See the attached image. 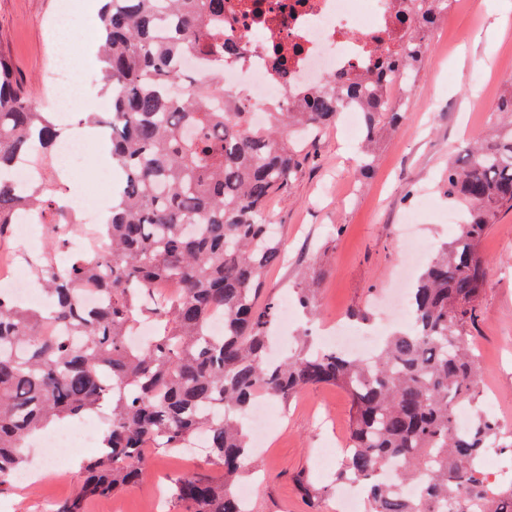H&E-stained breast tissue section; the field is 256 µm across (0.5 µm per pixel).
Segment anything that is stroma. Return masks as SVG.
Here are the masks:
<instances>
[{
    "mask_svg": "<svg viewBox=\"0 0 512 512\" xmlns=\"http://www.w3.org/2000/svg\"><path fill=\"white\" fill-rule=\"evenodd\" d=\"M93 2L80 0V12L65 21L69 34L63 38L59 0H0V56L11 63L19 86L47 111L81 112L76 93H98L99 82L85 78L97 62L86 59L79 43ZM433 39L403 122L376 146L371 175L358 174V140L346 139L333 127L305 148L292 189L268 204V220L280 227L287 260L267 271L263 297L280 304L296 286H307L315 291L318 311L315 319L297 318L283 342L306 331L324 344L327 319L349 316L354 309L375 315L378 300L395 288L394 272L408 245L401 227L410 209L422 210L409 244L413 248L430 256L455 234L444 191L448 163L467 128L483 134L497 121L488 89L512 73V20L490 9L474 11L469 0H455ZM63 65L72 75L66 83L58 78ZM68 203L77 210L91 208L100 217L112 194L103 184H87L78 169ZM47 244L43 227L33 228L26 245L13 231L0 238V259L15 256L20 273L31 281L32 262ZM480 251L487 268L474 329L484 358L477 389L495 390L499 400L493 417L512 422V211L502 212L490 226ZM350 417L348 395L330 386L301 390L288 405H276L275 437L250 478L256 486L253 512H307L296 483L300 474L335 486V472L323 470L318 451L349 437ZM39 455L44 475L36 487L14 483L0 496L15 504V512H41L46 498L65 503L81 487L80 462L61 470L55 449H40ZM193 470L216 474L220 468L202 448L194 453L145 449L140 479L130 488L87 498L84 512H148L160 496L167 500V512H187L173 494L172 480Z\"/></svg>",
    "mask_w": 512,
    "mask_h": 512,
    "instance_id": "35a3bbf8",
    "label": "stroma"
}]
</instances>
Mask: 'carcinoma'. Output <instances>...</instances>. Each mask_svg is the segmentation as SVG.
<instances>
[{
	"label": "carcinoma",
	"instance_id": "cac0c4a2",
	"mask_svg": "<svg viewBox=\"0 0 512 512\" xmlns=\"http://www.w3.org/2000/svg\"><path fill=\"white\" fill-rule=\"evenodd\" d=\"M443 17L435 0H408L400 20L421 38ZM100 20L111 107L88 123L109 138L119 178L97 252L66 253L74 218L64 197L44 198L39 184L18 189L14 169L34 154L52 158L62 133L0 58V236L34 216L51 237L35 264L46 307L0 294V490L27 466L23 448L35 433L109 404L80 491L55 512H83L85 498L136 483L144 449L178 451L199 437L222 476L180 475L175 496L189 512H240L234 485L255 463L247 430L254 400L286 403L302 389L337 386L352 419L336 481L363 484L366 512H512V477L491 481L481 468L487 448L512 442L480 411L467 430L455 428L477 382L473 329L487 267L478 245L512 209V90L496 105L510 129L467 144L448 164V200L464 216L418 276L408 326L368 362L303 346L272 364L274 303L258 300L283 251L267 224L268 202L291 188L305 140L336 123L341 98L365 111L368 146L400 123L385 74L396 66L419 74L425 53L389 52L361 73L332 76L257 132L244 104L213 109L217 84L171 90L186 82L182 54L235 55L236 40L224 38V0H105ZM163 281L178 291H152ZM88 293L101 298L94 309L83 304ZM294 293L315 316L312 290ZM218 311L224 334L215 337L208 321ZM145 321L154 335L134 347L130 337ZM393 462L397 484L379 479ZM407 484L414 494L403 492Z\"/></svg>",
	"mask_w": 512,
	"mask_h": 512
}]
</instances>
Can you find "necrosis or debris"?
Wrapping results in <instances>:
<instances>
[{
    "label": "necrosis or debris",
    "mask_w": 512,
    "mask_h": 512,
    "mask_svg": "<svg viewBox=\"0 0 512 512\" xmlns=\"http://www.w3.org/2000/svg\"><path fill=\"white\" fill-rule=\"evenodd\" d=\"M396 0H226L224 101L247 103L254 130L327 78L358 72L403 40Z\"/></svg>",
    "instance_id": "1"
}]
</instances>
